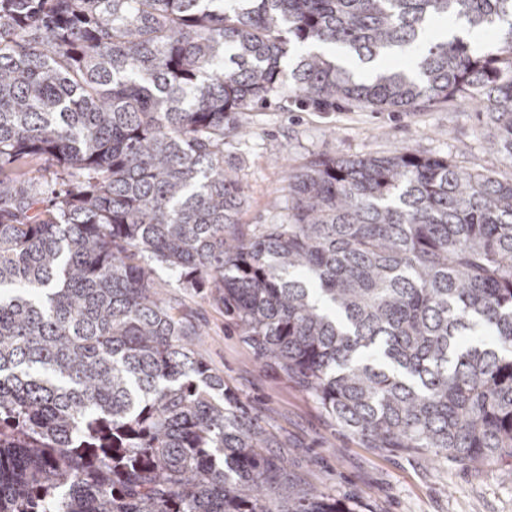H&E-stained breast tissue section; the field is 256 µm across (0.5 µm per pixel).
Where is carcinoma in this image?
Segmentation results:
<instances>
[{"label":"carcinoma","instance_id":"cac0c4a2","mask_svg":"<svg viewBox=\"0 0 512 512\" xmlns=\"http://www.w3.org/2000/svg\"><path fill=\"white\" fill-rule=\"evenodd\" d=\"M281 94L468 99L512 160V0H0V512H348L262 454L155 264L372 447L512 457V178L314 157L246 233L224 139Z\"/></svg>","mask_w":512,"mask_h":512}]
</instances>
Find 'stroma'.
I'll use <instances>...</instances> for the list:
<instances>
[{"label": "stroma", "mask_w": 512, "mask_h": 512, "mask_svg": "<svg viewBox=\"0 0 512 512\" xmlns=\"http://www.w3.org/2000/svg\"><path fill=\"white\" fill-rule=\"evenodd\" d=\"M239 122L244 132L225 139L224 158L246 194L241 222L247 231L283 221L289 169L316 156L402 149L512 175V161L487 149L495 133L487 112L457 101L411 112L357 104L320 112L280 98L244 110ZM153 277L200 329L195 344L253 426L269 436L265 453L284 464L294 488L330 494L350 512H512V457L471 464L368 447L276 365L259 359L209 293L180 288L178 273L165 266H155Z\"/></svg>", "instance_id": "35a3bbf8"}]
</instances>
